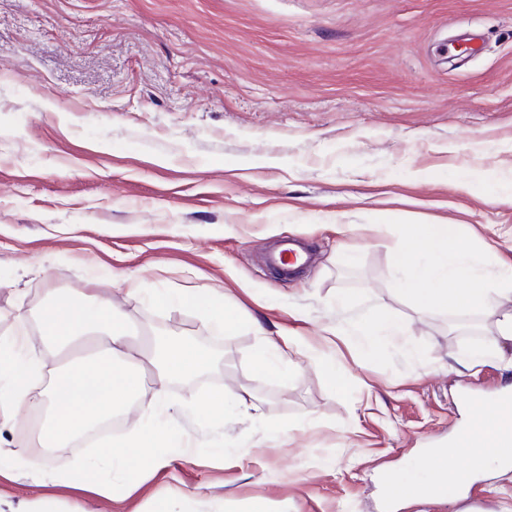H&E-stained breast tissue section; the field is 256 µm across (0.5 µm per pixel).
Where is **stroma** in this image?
<instances>
[{
  "label": "stroma",
  "instance_id": "1",
  "mask_svg": "<svg viewBox=\"0 0 512 512\" xmlns=\"http://www.w3.org/2000/svg\"><path fill=\"white\" fill-rule=\"evenodd\" d=\"M465 32L481 49L454 56ZM428 223L492 245L488 269L512 266V0H0V341L19 312L37 331L58 289L111 295L138 342L160 331L212 355L169 386L196 454L169 449L110 501L8 473L0 498L149 512L185 491L182 512H419L388 501L382 473L419 479L432 448L457 460L467 393L512 391L499 358H451L492 340L493 318L418 316L398 295L392 250L403 225ZM285 238L313 260L282 279L257 246ZM131 280L216 289L239 324L218 335L179 304L131 307ZM390 314L411 317L413 350L337 343L347 392L298 349L287 381L256 362L262 338L316 345L335 317ZM217 387L246 406L199 412ZM469 488L427 512H512L505 477Z\"/></svg>",
  "mask_w": 512,
  "mask_h": 512
}]
</instances>
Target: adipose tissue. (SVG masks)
Wrapping results in <instances>:
<instances>
[{"instance_id":"1","label":"adipose tissue","mask_w":512,"mask_h":512,"mask_svg":"<svg viewBox=\"0 0 512 512\" xmlns=\"http://www.w3.org/2000/svg\"><path fill=\"white\" fill-rule=\"evenodd\" d=\"M392 262L402 274V294L419 313L485 311L496 318L497 335L491 349L512 346V267L502 270L495 283H488L470 239L458 225L403 226ZM178 301L199 309L215 331L226 333L239 323L237 309L217 301L211 289L183 292ZM38 324L47 355L33 356L32 340L22 323L9 342L0 343V422L11 427L22 415L38 420L35 438L10 450L32 476L49 475L48 449L93 433L113 414L125 413L141 389L144 368L152 370L156 400L152 417L131 420L124 440L115 443L111 451L123 479L105 480L84 460L67 477L68 483L114 499L127 492V475L152 473L164 465V449L181 446L167 400L168 385L205 372L211 357L180 337L168 339L153 355L140 353L130 339L125 315L110 299L99 295L86 301L51 292ZM326 331L340 339L355 340L368 355L376 357L384 352L388 340L410 336L411 322L386 316L351 328L335 321ZM46 370L51 373L50 387L41 392L36 380ZM472 429L485 446L468 455L467 469L443 462L429 465L426 479L407 487L395 486L394 494L450 497L471 472L502 469L494 446L503 432L512 433V421H501L490 412L476 419Z\"/></svg>"}]
</instances>
